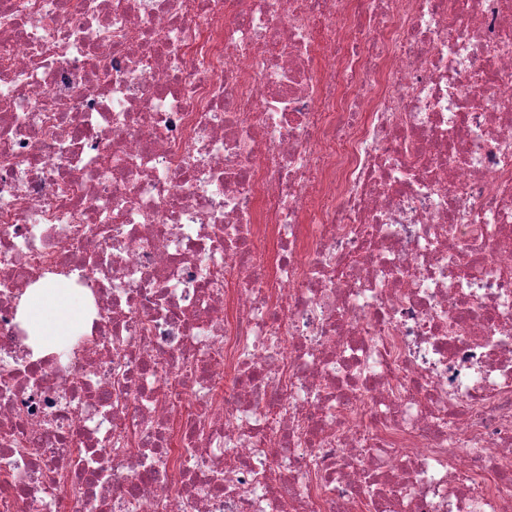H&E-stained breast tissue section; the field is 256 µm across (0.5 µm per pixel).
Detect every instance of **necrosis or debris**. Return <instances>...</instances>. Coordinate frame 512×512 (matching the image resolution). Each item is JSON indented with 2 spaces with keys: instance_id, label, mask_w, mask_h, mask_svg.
Returning a JSON list of instances; mask_svg holds the SVG:
<instances>
[{
  "instance_id": "4bbe7bcc",
  "label": "necrosis or debris",
  "mask_w": 512,
  "mask_h": 512,
  "mask_svg": "<svg viewBox=\"0 0 512 512\" xmlns=\"http://www.w3.org/2000/svg\"><path fill=\"white\" fill-rule=\"evenodd\" d=\"M0 512H512V0H0ZM19 312L32 337L35 352L67 346L69 335L84 322L85 299L51 282L29 288Z\"/></svg>"
}]
</instances>
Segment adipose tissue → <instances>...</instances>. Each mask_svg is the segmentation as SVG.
<instances>
[{
	"label": "adipose tissue",
	"mask_w": 512,
	"mask_h": 512,
	"mask_svg": "<svg viewBox=\"0 0 512 512\" xmlns=\"http://www.w3.org/2000/svg\"><path fill=\"white\" fill-rule=\"evenodd\" d=\"M20 311L35 351L60 349L82 326L85 300L70 289L45 282L26 292Z\"/></svg>",
	"instance_id": "obj_1"
}]
</instances>
